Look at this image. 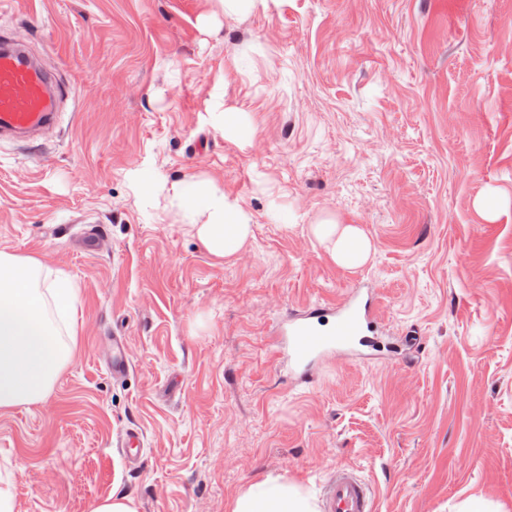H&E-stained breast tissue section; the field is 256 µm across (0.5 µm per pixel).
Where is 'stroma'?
Instances as JSON below:
<instances>
[{"instance_id": "35a3bbf8", "label": "stroma", "mask_w": 512, "mask_h": 512, "mask_svg": "<svg viewBox=\"0 0 512 512\" xmlns=\"http://www.w3.org/2000/svg\"><path fill=\"white\" fill-rule=\"evenodd\" d=\"M70 88L45 139L0 141V252L79 290L71 363L0 410L16 512H232L278 477L320 504L358 469L374 512H512V0H0ZM248 113L250 140L210 113ZM252 217L219 258L176 188ZM363 231L337 264L314 228ZM97 227L96 252L72 246ZM383 351L306 381L276 328L357 282ZM130 350L113 378L112 338ZM145 448L122 454L129 431Z\"/></svg>"}]
</instances>
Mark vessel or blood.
I'll return each mask as SVG.
<instances>
[{"label":"vessel or blood","instance_id":"obj_1","mask_svg":"<svg viewBox=\"0 0 512 512\" xmlns=\"http://www.w3.org/2000/svg\"><path fill=\"white\" fill-rule=\"evenodd\" d=\"M68 88L47 70L28 39L0 30V140L34 141L61 124ZM378 295L353 286L336 305L320 303L281 324L277 353L299 378H309L324 358L353 351L372 330ZM129 350L122 337L112 339V375L128 370ZM368 483L349 468L337 469L327 482L323 512H373Z\"/></svg>","mask_w":512,"mask_h":512}]
</instances>
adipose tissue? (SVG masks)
Returning a JSON list of instances; mask_svg holds the SVG:
<instances>
[{
	"instance_id": "obj_1",
	"label": "adipose tissue",
	"mask_w": 512,
	"mask_h": 512,
	"mask_svg": "<svg viewBox=\"0 0 512 512\" xmlns=\"http://www.w3.org/2000/svg\"><path fill=\"white\" fill-rule=\"evenodd\" d=\"M176 200L203 217L197 235L216 256L235 254L252 233L251 216L210 182L188 184ZM317 232L339 265L364 261L369 241L358 228L326 222ZM78 302L77 288L59 275L45 279L36 259L0 253V409L41 403L52 391L73 354L61 328L73 325ZM232 512L315 510L296 488L270 477L241 495Z\"/></svg>"
}]
</instances>
